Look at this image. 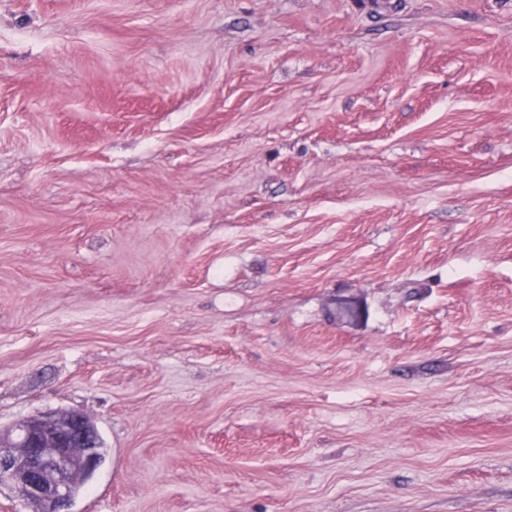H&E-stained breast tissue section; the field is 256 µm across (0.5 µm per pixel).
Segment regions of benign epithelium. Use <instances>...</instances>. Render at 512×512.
I'll return each mask as SVG.
<instances>
[{
  "label": "benign epithelium",
  "mask_w": 512,
  "mask_h": 512,
  "mask_svg": "<svg viewBox=\"0 0 512 512\" xmlns=\"http://www.w3.org/2000/svg\"><path fill=\"white\" fill-rule=\"evenodd\" d=\"M104 458L97 427L81 411L45 413L0 431V485H10L28 512H69L73 476Z\"/></svg>",
  "instance_id": "obj_1"
}]
</instances>
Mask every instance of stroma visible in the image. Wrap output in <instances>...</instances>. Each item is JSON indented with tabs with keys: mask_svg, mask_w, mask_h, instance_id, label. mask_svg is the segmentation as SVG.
Wrapping results in <instances>:
<instances>
[{
	"mask_svg": "<svg viewBox=\"0 0 512 512\" xmlns=\"http://www.w3.org/2000/svg\"><path fill=\"white\" fill-rule=\"evenodd\" d=\"M71 409V512H512V0H0V426Z\"/></svg>",
	"mask_w": 512,
	"mask_h": 512,
	"instance_id": "1",
	"label": "stroma"
}]
</instances>
